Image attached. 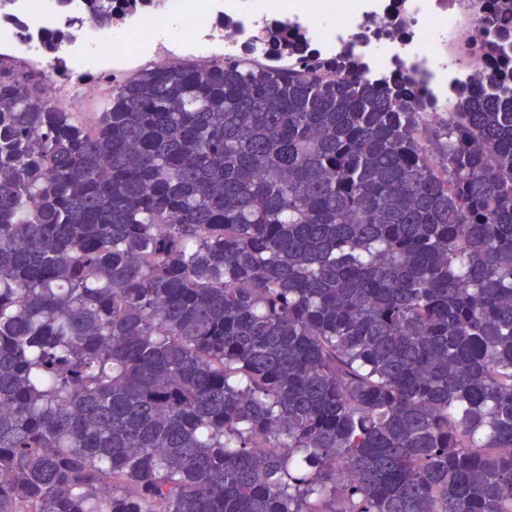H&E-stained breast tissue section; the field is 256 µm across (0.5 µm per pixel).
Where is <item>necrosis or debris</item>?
Masks as SVG:
<instances>
[{"instance_id": "1", "label": "necrosis or debris", "mask_w": 512, "mask_h": 512, "mask_svg": "<svg viewBox=\"0 0 512 512\" xmlns=\"http://www.w3.org/2000/svg\"><path fill=\"white\" fill-rule=\"evenodd\" d=\"M488 0H164L161 10L131 13L101 25L88 18L83 0H9L0 8V60L51 65L48 36L62 32L58 49L79 90H67L71 111L87 105L83 85L152 53L169 25H176L189 53L204 59L237 56L249 47L266 55L259 35L265 21L284 19L305 31L318 59L350 51L365 76L382 80L407 74L425 89L431 113L452 112L459 90L487 70L483 47Z\"/></svg>"}]
</instances>
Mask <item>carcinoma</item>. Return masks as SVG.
Listing matches in <instances>:
<instances>
[{
    "label": "carcinoma",
    "instance_id": "1",
    "mask_svg": "<svg viewBox=\"0 0 512 512\" xmlns=\"http://www.w3.org/2000/svg\"><path fill=\"white\" fill-rule=\"evenodd\" d=\"M160 0H86L110 23ZM428 102L267 23L93 126L0 67V512H512V0Z\"/></svg>",
    "mask_w": 512,
    "mask_h": 512
}]
</instances>
